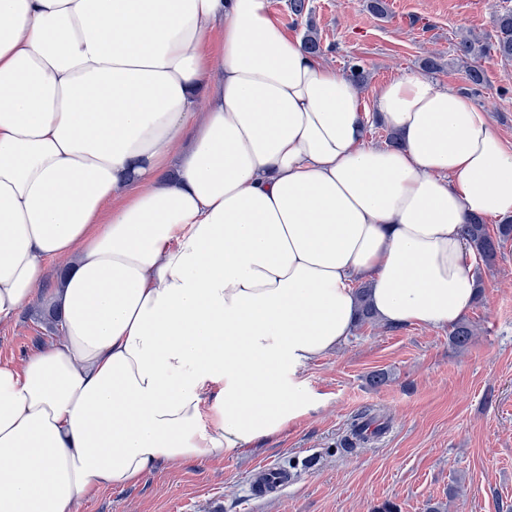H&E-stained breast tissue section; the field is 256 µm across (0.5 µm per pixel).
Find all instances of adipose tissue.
Returning a JSON list of instances; mask_svg holds the SVG:
<instances>
[{
  "mask_svg": "<svg viewBox=\"0 0 512 512\" xmlns=\"http://www.w3.org/2000/svg\"><path fill=\"white\" fill-rule=\"evenodd\" d=\"M474 218L512 219V144L456 87L365 102L266 0H0V323L39 291L63 328L0 362V512L281 433L358 283L388 324L462 320Z\"/></svg>",
  "mask_w": 512,
  "mask_h": 512,
  "instance_id": "obj_1",
  "label": "adipose tissue"
}]
</instances>
